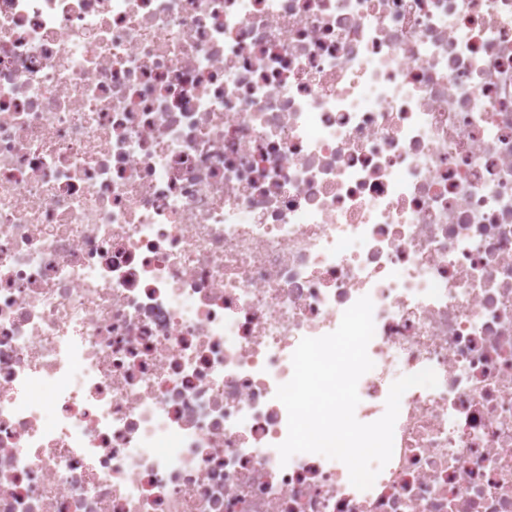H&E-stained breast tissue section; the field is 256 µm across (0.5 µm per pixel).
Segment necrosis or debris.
<instances>
[{"label": "necrosis or debris", "mask_w": 512, "mask_h": 512, "mask_svg": "<svg viewBox=\"0 0 512 512\" xmlns=\"http://www.w3.org/2000/svg\"><path fill=\"white\" fill-rule=\"evenodd\" d=\"M364 296L360 490L275 392ZM0 512H512V0H0Z\"/></svg>", "instance_id": "4bbe7bcc"}]
</instances>
